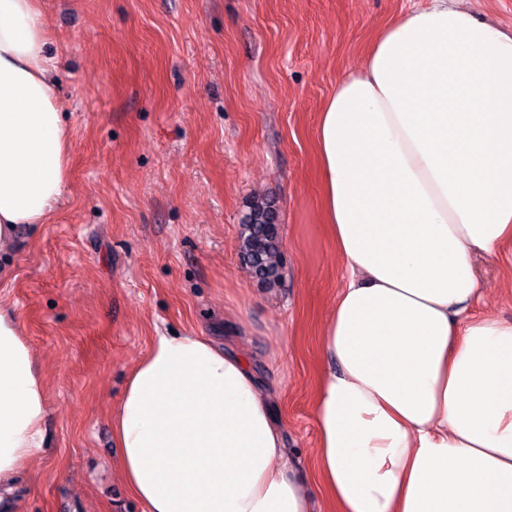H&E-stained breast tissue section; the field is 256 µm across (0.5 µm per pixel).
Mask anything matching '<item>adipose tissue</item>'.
<instances>
[{
  "mask_svg": "<svg viewBox=\"0 0 512 512\" xmlns=\"http://www.w3.org/2000/svg\"><path fill=\"white\" fill-rule=\"evenodd\" d=\"M38 0H0V246L43 224L71 134ZM344 269L321 330L313 472L246 360L155 336L111 410L144 512H512V321L476 317L472 256L512 262V34L453 6L393 18L318 120ZM44 374L0 307V485L42 454Z\"/></svg>",
  "mask_w": 512,
  "mask_h": 512,
  "instance_id": "obj_1",
  "label": "adipose tissue"
}]
</instances>
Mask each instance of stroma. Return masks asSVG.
<instances>
[{"instance_id":"stroma-1","label":"stroma","mask_w":512,"mask_h":512,"mask_svg":"<svg viewBox=\"0 0 512 512\" xmlns=\"http://www.w3.org/2000/svg\"><path fill=\"white\" fill-rule=\"evenodd\" d=\"M71 129L49 223L0 249V306L47 381L41 458L0 512H143L110 412L151 339L193 330L243 356L307 467L318 336L343 270L320 206L318 114L377 31L429 0H40ZM273 198L283 278L238 260L247 204ZM472 312L512 320L501 260L474 259Z\"/></svg>"}]
</instances>
